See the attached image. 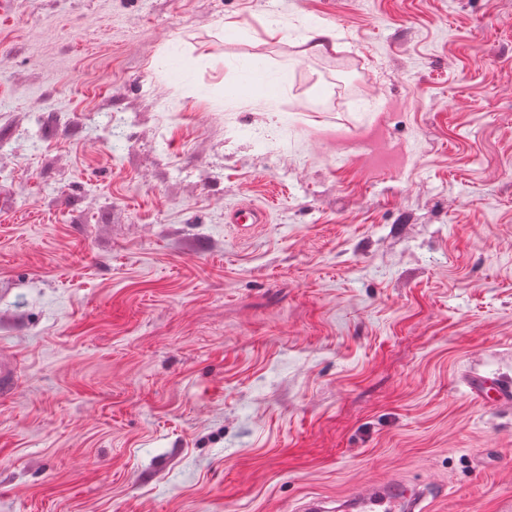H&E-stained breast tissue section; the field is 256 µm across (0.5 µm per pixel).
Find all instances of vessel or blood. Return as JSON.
<instances>
[{
  "instance_id": "b4317fda",
  "label": "vessel or blood",
  "mask_w": 512,
  "mask_h": 512,
  "mask_svg": "<svg viewBox=\"0 0 512 512\" xmlns=\"http://www.w3.org/2000/svg\"><path fill=\"white\" fill-rule=\"evenodd\" d=\"M476 401L512 403V381L479 376L469 384ZM435 487L395 479L355 486L337 499H303L298 512H429Z\"/></svg>"
}]
</instances>
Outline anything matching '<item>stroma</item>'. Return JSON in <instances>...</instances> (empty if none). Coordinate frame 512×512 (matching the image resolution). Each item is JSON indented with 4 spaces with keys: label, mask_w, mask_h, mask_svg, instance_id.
<instances>
[{
    "label": "stroma",
    "mask_w": 512,
    "mask_h": 512,
    "mask_svg": "<svg viewBox=\"0 0 512 512\" xmlns=\"http://www.w3.org/2000/svg\"><path fill=\"white\" fill-rule=\"evenodd\" d=\"M472 372L512 380V0H0V512H512ZM302 39L313 53L324 54L336 49V34L321 25L308 26ZM441 496L434 486L395 479L355 486L336 499L309 497L298 512H429L431 500ZM336 504H339L336 507Z\"/></svg>",
    "instance_id": "stroma-1"
}]
</instances>
